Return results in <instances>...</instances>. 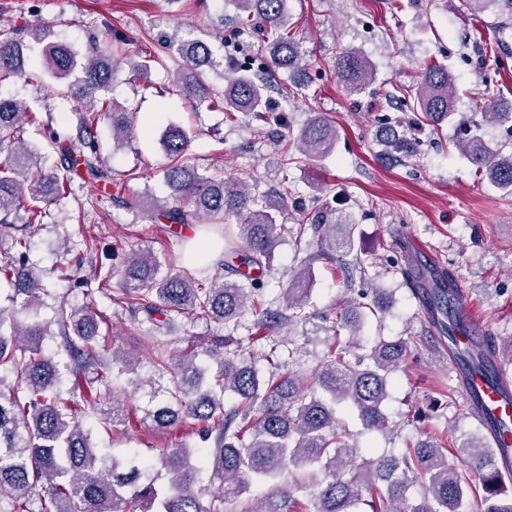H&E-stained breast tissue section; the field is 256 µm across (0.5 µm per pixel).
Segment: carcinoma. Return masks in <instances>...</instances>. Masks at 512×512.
<instances>
[{
  "mask_svg": "<svg viewBox=\"0 0 512 512\" xmlns=\"http://www.w3.org/2000/svg\"><path fill=\"white\" fill-rule=\"evenodd\" d=\"M243 21L261 24L269 66L303 70V51L289 27L286 0H234ZM512 19V0H462L467 12L478 16L491 6ZM43 42L36 28H0V87L25 76L27 41ZM170 50L184 63L175 72V92L207 102L236 115L263 117L271 111L266 87L234 65L215 57L208 41L168 36ZM44 67L58 79L72 78L64 94L81 104L76 113L77 136L67 123L38 118L18 98L0 96V227L13 252L0 259V280L15 286L12 301H21L27 319L0 309V512H238L237 502L254 481L269 485L244 512H512V489L495 467L497 449L482 427L463 438L452 434L443 441L418 439L397 454L375 461H358L350 431L337 407L348 404L365 429L388 435L393 423L384 411L391 376L404 364L410 340L379 336L361 343L366 321L390 312L392 300L382 288L362 290L336 312L331 336L318 368L311 375L299 360L281 361L270 351L269 369L255 367L253 350L231 334L211 341L209 359L217 369L186 356L167 354L162 331L179 317H196L237 326L250 310L257 317L256 335L249 346L270 339L269 333L310 320L311 262L334 260L335 254L355 247V225L334 213L324 201L298 212L296 223H283L281 205L256 195L243 180L208 175L188 156L184 129L170 125L161 142L167 163L164 181L168 202L124 199L130 209L147 213L154 223L207 224L224 239V253L200 268L169 269L149 251L132 253L121 270L120 292L110 297L114 313H144L152 336L159 377H169L165 397L146 411L145 419L159 428L185 419L201 424L198 435L205 448H162L155 456H118L100 448L84 427L78 411L97 416L110 432L126 424L125 403L112 401L101 409L118 376L132 373L137 362L126 353L103 358L110 341V315L87 303L61 310L57 335L69 357L65 369L43 348L47 327L38 320L44 288L28 263L30 234L47 216V207L68 196L74 177L109 185L112 172L102 166L98 123L112 122L115 139L128 138L134 113L119 110L106 98L114 65L111 53L98 39L81 54L65 42L49 43L41 51ZM225 70L224 89L213 92L205 81L208 71ZM336 73L349 94H361L372 83L373 65L356 50L336 58ZM456 79L448 68L431 63L422 68L415 88L416 108L435 125L454 111ZM39 130L53 169L44 168V155L23 139L24 126ZM338 132L321 113L281 147L284 161L292 152L306 159L329 154ZM385 150L411 154L412 139L392 128L382 139ZM458 150L490 183L512 194V154L491 151L474 135L457 143ZM240 215L238 224L226 223ZM324 247L303 260L289 274L280 297L265 296L264 275L274 251L291 235L296 242L306 229ZM404 275L429 322L457 342L468 333L467 317L452 316L457 276L453 269L435 266L431 284L417 285L421 276ZM463 371L495 368L508 374L512 365V336L473 338L462 350H451ZM233 405L224 408V397ZM414 485L418 499L409 497ZM307 492L301 498L297 492Z\"/></svg>",
  "mask_w": 512,
  "mask_h": 512,
  "instance_id": "carcinoma-1",
  "label": "carcinoma"
}]
</instances>
